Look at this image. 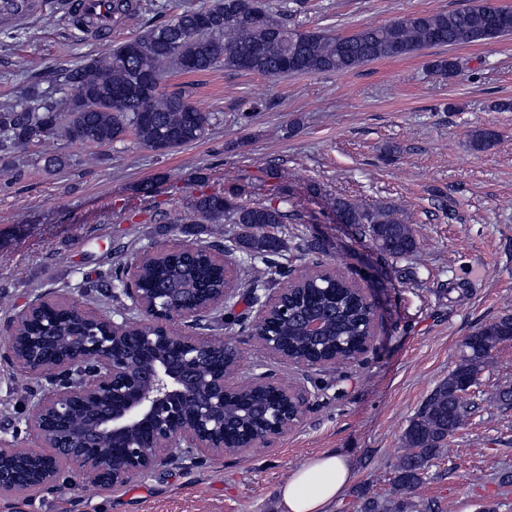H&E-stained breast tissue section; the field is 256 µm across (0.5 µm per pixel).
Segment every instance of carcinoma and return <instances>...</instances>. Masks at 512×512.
I'll use <instances>...</instances> for the list:
<instances>
[{"mask_svg":"<svg viewBox=\"0 0 512 512\" xmlns=\"http://www.w3.org/2000/svg\"><path fill=\"white\" fill-rule=\"evenodd\" d=\"M136 0H109L112 24L140 10ZM289 14L275 13L264 0H212L204 8L185 11L137 37L113 44L91 62L69 70L58 101L53 93L33 90L0 107V152H14L36 137L63 130L82 146L102 147L132 135L139 144L159 152L197 142L205 137L210 116L196 109L185 94L163 90V79L173 67L184 74L225 67L281 78L302 73H346L381 59L403 57L434 46H464L512 35V8L499 0H476L462 10L411 15L381 27H364L350 35L325 30L299 31L288 26ZM154 86L145 88L146 80ZM241 190L202 193L191 201L194 224H234L235 247L274 282L288 276V245L267 232L283 224L305 223L303 212L288 203L281 186L264 203L245 205ZM338 220L357 224L387 256L400 259L417 249L413 230L397 210L371 206L345 197L332 198ZM159 284L171 288L195 285L224 287V271L210 258L184 261L177 247L142 250V265L135 282L127 268H112L111 288H138L146 292ZM288 310L278 311L267 329L286 338L288 349L305 357H358L371 314L353 285L345 278L301 276L291 282ZM58 335L66 336L73 309L57 311ZM319 313L329 325L322 341L311 343L300 317ZM512 338V315L480 325L460 345V360L448 378L436 385L401 437L407 452L395 464L397 499H382L366 488L359 494L358 512H409L411 494L433 458L462 428L473 405L458 399L457 391L480 375L490 358L488 349Z\"/></svg>","mask_w":512,"mask_h":512,"instance_id":"obj_1","label":"carcinoma"}]
</instances>
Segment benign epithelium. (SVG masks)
<instances>
[{
    "mask_svg": "<svg viewBox=\"0 0 512 512\" xmlns=\"http://www.w3.org/2000/svg\"><path fill=\"white\" fill-rule=\"evenodd\" d=\"M127 293L137 325L126 315L82 308L62 343L55 324L41 320L36 340L54 358L53 367L18 356L15 327L33 306L24 308L0 338L11 360L50 384L25 416L26 433L38 448L0 437V447L9 450L0 454L1 497L13 486L19 463L31 467L32 486L38 489L53 487L67 466L91 486L109 488L153 469L172 449L193 463L203 453L222 457L270 447L301 422L305 390L278 383L294 408L262 401L245 407L242 412L263 421L267 430L227 449L236 421L226 415L225 404L239 382L216 369L210 356L215 349L230 350L238 363L239 351L229 339L200 341L174 328L175 322L204 312L195 302L202 290L158 288L149 300L132 288ZM256 342L266 353L298 363L288 357L283 337L268 334Z\"/></svg>",
    "mask_w": 512,
    "mask_h": 512,
    "instance_id": "7a95c632",
    "label": "benign epithelium"
}]
</instances>
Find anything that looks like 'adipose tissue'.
Segmentation results:
<instances>
[{
  "label": "adipose tissue",
  "instance_id": "obj_1",
  "mask_svg": "<svg viewBox=\"0 0 512 512\" xmlns=\"http://www.w3.org/2000/svg\"><path fill=\"white\" fill-rule=\"evenodd\" d=\"M350 477L347 459L336 453L308 458L278 487V512H332Z\"/></svg>",
  "mask_w": 512,
  "mask_h": 512
}]
</instances>
